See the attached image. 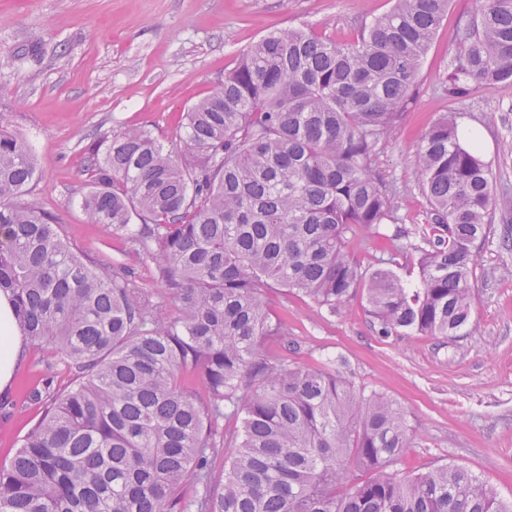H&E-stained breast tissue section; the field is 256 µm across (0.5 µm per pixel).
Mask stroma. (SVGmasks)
Segmentation results:
<instances>
[{
  "label": "stroma",
  "instance_id": "obj_1",
  "mask_svg": "<svg viewBox=\"0 0 512 512\" xmlns=\"http://www.w3.org/2000/svg\"><path fill=\"white\" fill-rule=\"evenodd\" d=\"M476 0H451L401 120L381 146L375 172L399 190L398 225L409 249L394 269L415 275L430 222V203L414 167L422 134L454 113L477 138L493 181L512 184V83L463 98L448 95L456 33ZM391 0H0V111L36 157L39 177L28 196L51 214L54 227L95 264L118 261L131 285L161 290L152 264L135 246L88 223L80 206L85 149L95 135L127 126L150 129L167 152H178L182 112L210 94L260 37L277 28L311 29L352 41L361 22L388 11ZM39 54H31L32 44ZM512 223L494 222L478 242L471 278L473 325L455 340L378 336L362 296L336 313L280 287L268 290L275 315L288 322L296 357L334 363L337 375L383 392L407 412L413 448L404 467L468 468L512 500ZM42 354L28 345L9 393H0V466L9 465L41 408L29 392L41 386Z\"/></svg>",
  "mask_w": 512,
  "mask_h": 512
}]
</instances>
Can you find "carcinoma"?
Returning <instances> with one entry per match:
<instances>
[{
	"mask_svg": "<svg viewBox=\"0 0 512 512\" xmlns=\"http://www.w3.org/2000/svg\"><path fill=\"white\" fill-rule=\"evenodd\" d=\"M449 4L393 0L347 43L263 36L185 112L181 161L142 127L94 138L82 209L155 265V295L74 250L26 198L34 154L0 113V292L47 369L73 376L30 392L44 406L0 468V512H512L464 467H397L413 441L404 408L294 360L266 301L278 286L334 313L361 287L380 336L472 325L495 189L452 116L416 151L431 203L418 278L348 248L360 233L404 248L401 230L380 231L398 189L373 165ZM456 41L448 95L512 82V0H478ZM267 337L289 354L260 355Z\"/></svg>",
	"mask_w": 512,
	"mask_h": 512,
	"instance_id": "cac0c4a2",
	"label": "carcinoma"
}]
</instances>
